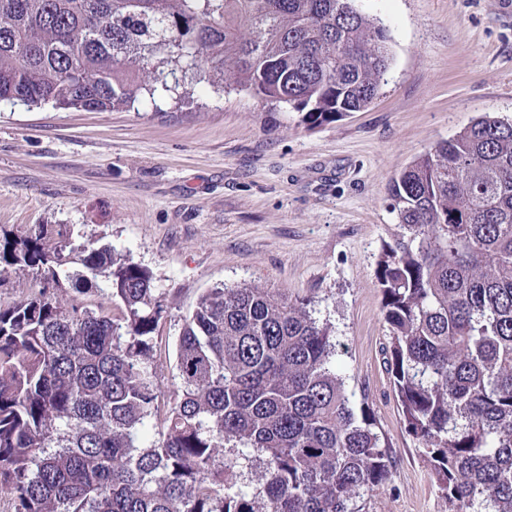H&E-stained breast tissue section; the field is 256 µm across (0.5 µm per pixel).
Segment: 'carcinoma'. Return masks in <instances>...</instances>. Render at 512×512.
I'll return each instance as SVG.
<instances>
[{
    "instance_id": "cac0c4a2",
    "label": "carcinoma",
    "mask_w": 512,
    "mask_h": 512,
    "mask_svg": "<svg viewBox=\"0 0 512 512\" xmlns=\"http://www.w3.org/2000/svg\"><path fill=\"white\" fill-rule=\"evenodd\" d=\"M223 91L310 126L366 109L386 30L355 0H0V102L112 111L173 92L188 55ZM398 219L376 279L393 388L448 512H512V122L483 116L389 189ZM81 266L61 280L57 268ZM38 293L0 306V495L13 512H364L390 458L307 304L249 285L199 298L178 336L180 389L157 437L149 273L47 225L6 234L0 272ZM108 279L117 324L77 303ZM266 456L256 492L238 460Z\"/></svg>"
}]
</instances>
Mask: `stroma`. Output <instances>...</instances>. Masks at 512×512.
I'll return each mask as SVG.
<instances>
[{"label":"stroma","mask_w":512,"mask_h":512,"mask_svg":"<svg viewBox=\"0 0 512 512\" xmlns=\"http://www.w3.org/2000/svg\"><path fill=\"white\" fill-rule=\"evenodd\" d=\"M356 6L387 29L385 83L364 111L317 127L197 81L194 57L177 73L179 101L103 112L0 102V233L49 224L69 232L68 247L108 243L149 272L166 304L153 340L165 399L205 291L247 284L308 300L335 329L352 406L391 457L367 512H448L403 425L375 271L397 233L393 178L481 115L512 120V0Z\"/></svg>","instance_id":"1"}]
</instances>
